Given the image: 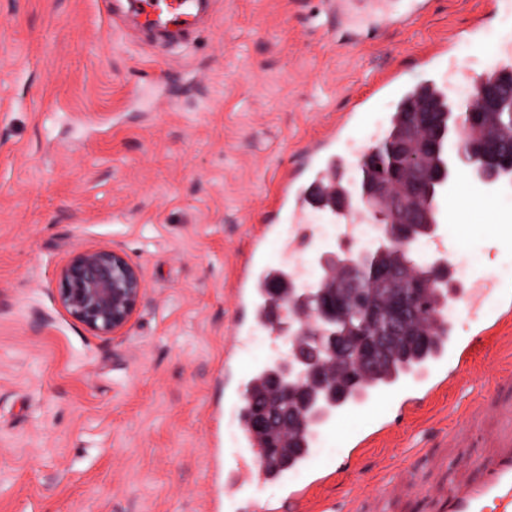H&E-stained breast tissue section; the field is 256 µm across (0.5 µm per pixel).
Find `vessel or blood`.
Returning a JSON list of instances; mask_svg holds the SVG:
<instances>
[{
	"label": "vessel or blood",
	"instance_id": "1",
	"mask_svg": "<svg viewBox=\"0 0 512 512\" xmlns=\"http://www.w3.org/2000/svg\"><path fill=\"white\" fill-rule=\"evenodd\" d=\"M134 16L143 18L145 26L153 31L195 32L201 25L207 9V0H127ZM427 68L426 86L441 100H450L459 81L462 68L458 61L440 50L423 61ZM512 71V46L497 50L490 65L483 69L481 79L495 78ZM380 93L392 100L395 111L414 102L418 96L412 85L390 79ZM360 113L344 115L329 131L326 139L307 149L297 171L284 174L279 204L251 235L250 251L238 276L234 297V317L230 342L239 349L256 332H266L271 347H278L279 330L272 322L273 310L270 287L280 290L299 288L302 271L293 265L291 257L312 250L315 229L312 225L314 209L323 208L332 221L339 224V250L350 253L354 225L367 222L364 208L355 186L343 184L347 173L357 170L362 159L374 144L386 137L387 128H380L372 139L361 142L355 131ZM467 182L475 196H490L512 192V173L502 172L485 178L477 168L453 170L446 184L439 187L435 197L425 205L433 223L426 236L432 249L429 260L452 267L455 244L448 232L451 210L449 202L460 182ZM288 220L291 235L285 242L278 262L266 258L268 243L277 236L278 224ZM450 305L467 304L472 320H479L480 294L494 290L486 277L473 282L449 283ZM439 335L434 351L414 372L411 381L392 380L376 384L367 392L330 404L324 414L314 416L315 428H335L343 417L373 409H385L384 417L365 421L355 438L366 442L388 435L394 421L402 420L407 403H427L448 380L460 381L469 372V361L474 351H483L486 360L498 359L496 345L490 344L484 333L462 338L454 322L440 318L435 323ZM262 367L254 366L240 371L236 386L227 392L226 399L240 414H250L253 392ZM512 389V375L500 373L492 386L477 391L470 409L460 412L452 430L439 432L436 445L461 452L463 459L448 478H439L440 461L423 457L416 463L399 465L376 498L356 494L347 502V512H388L396 501H419L424 512H512V396L500 399L502 389ZM311 438H304L303 449L287 455L283 464L266 463L260 435L248 423H241L233 450L234 463L224 469V506L229 512H309L307 489L290 486L288 473L295 468L309 470L316 481L334 479L357 471L358 462L352 457L337 462L316 463L309 450ZM483 449L476 456H467L466 450L474 444ZM279 484L284 492L280 504L262 501L258 495L266 484Z\"/></svg>",
	"mask_w": 512,
	"mask_h": 512
}]
</instances>
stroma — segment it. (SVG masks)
Segmentation results:
<instances>
[{
	"label": "stroma",
	"instance_id": "obj_1",
	"mask_svg": "<svg viewBox=\"0 0 512 512\" xmlns=\"http://www.w3.org/2000/svg\"><path fill=\"white\" fill-rule=\"evenodd\" d=\"M486 21L454 53L477 71L512 43V5L430 0L420 20L348 43L325 0H212L182 44L118 0H0V512H224L234 446L224 390L235 259L283 169L384 75ZM457 237L465 272L512 292V245ZM121 248L145 296L127 335L59 305L79 248ZM495 371L475 356L363 470L318 487L343 505L389 464L432 447Z\"/></svg>",
	"mask_w": 512,
	"mask_h": 512
}]
</instances>
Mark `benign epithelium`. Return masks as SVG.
<instances>
[{"label": "benign epithelium", "instance_id": "obj_1", "mask_svg": "<svg viewBox=\"0 0 512 512\" xmlns=\"http://www.w3.org/2000/svg\"><path fill=\"white\" fill-rule=\"evenodd\" d=\"M512 96V89L504 84H482L469 95L472 104L463 110V121L470 126L477 123L483 113L493 112L500 102ZM409 122L424 131L421 149L430 153L440 151L444 129L428 110L413 112ZM386 167L385 180H365L359 185V194L365 207L374 214L375 224L382 229V240L396 244L413 253L422 235L413 226V215L404 211L393 194L389 180L411 165V146L408 143H387L380 147ZM459 159L472 161L488 174L499 167H512V145L483 146L479 153L469 144H461ZM441 170L428 172L421 178L408 176L411 189L422 191L433 183L443 180ZM401 279L397 270L383 269L375 265L372 250L361 252L344 273L343 287L357 292L365 288H384ZM58 298L63 309L76 321L100 336H122L129 328L142 302L145 288L141 270L126 255L112 247L81 248L76 250L62 266L58 277ZM420 285L413 284L396 297L390 309L370 308L366 311L367 324L387 334L395 333L398 325L416 310V296ZM351 307L343 303V296H322L316 299L311 311L312 331L306 336L289 337L292 352L282 363V374L272 387L271 398L279 404L271 406L261 400L262 408L256 415L255 425L262 429H279L287 423L281 415L282 403L294 394L298 379L318 373L325 351L344 350L336 345L333 329L336 322L345 317Z\"/></svg>", "mask_w": 512, "mask_h": 512}]
</instances>
